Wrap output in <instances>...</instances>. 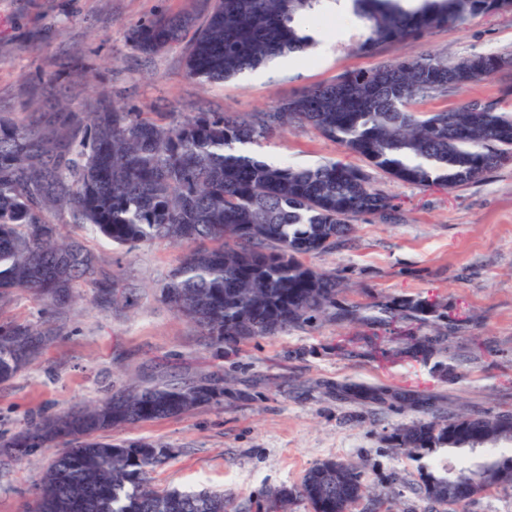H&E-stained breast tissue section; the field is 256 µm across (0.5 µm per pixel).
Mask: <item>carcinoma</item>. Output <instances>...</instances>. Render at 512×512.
<instances>
[{
    "label": "carcinoma",
    "instance_id": "carcinoma-1",
    "mask_svg": "<svg viewBox=\"0 0 512 512\" xmlns=\"http://www.w3.org/2000/svg\"><path fill=\"white\" fill-rule=\"evenodd\" d=\"M325 0H214L187 53V74L201 82L231 79L285 53L316 43L308 21ZM512 0H352L366 26L357 50L405 40L431 28L460 26ZM188 20L159 16L131 29L145 55L180 41ZM502 57L456 61L421 55L347 72L264 112H195L158 122L101 101L92 112H66L49 127L30 113L22 123L0 116V301L15 290L64 305L73 287L95 274L92 257L65 241L62 216L89 224L130 249L169 241L184 247L161 295L217 344L274 335L313 323L336 308V276L299 257L323 252L361 214L388 217L392 206L358 168L329 162L314 169L271 165L242 150L291 124H304L344 144L395 179L453 188L479 179L512 157V114L479 101L423 113L413 105L487 78ZM99 298L117 302V278L97 280ZM47 332L31 323L0 324V383L39 349ZM209 383H158L117 391L82 411L35 422L12 448L62 444L28 512H226L224 494L157 491L151 473L172 450L145 440L112 442L99 433L192 411L219 401ZM390 448L416 461L441 449L483 448L477 464L461 457L456 471L482 490L512 467V412L439 413L394 431ZM341 471L323 460L300 485L272 495V512L293 500L312 512H339L363 486L353 462ZM419 489L448 503V468L419 467Z\"/></svg>",
    "mask_w": 512,
    "mask_h": 512
}]
</instances>
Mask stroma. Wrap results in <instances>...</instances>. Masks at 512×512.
Wrapping results in <instances>:
<instances>
[{"instance_id":"stroma-1","label":"stroma","mask_w":512,"mask_h":512,"mask_svg":"<svg viewBox=\"0 0 512 512\" xmlns=\"http://www.w3.org/2000/svg\"><path fill=\"white\" fill-rule=\"evenodd\" d=\"M213 0H0V113L64 102L92 111L108 98L136 112H261L304 89L431 53L455 61L471 54L512 57V10L478 15L461 26L418 38L356 49L357 16L321 11L313 20L320 47L237 77L203 84L186 74L187 42L156 54L135 52L134 25L157 16L199 26ZM478 100L512 112V66L483 81L417 104L420 112ZM267 163L314 168L339 161L367 171L388 197V217L364 214L334 248L303 256L305 265L335 273L338 302L355 321L322 319L238 342L215 344L160 297L182 255L165 241L132 252L112 247L89 225L65 234L96 260L98 276H117L119 304L98 299L94 283L50 307L14 292L0 303V323L27 322L49 336L31 363L0 383V512H24L54 454L18 456L8 443L35 419L128 386L200 380L224 388L220 401L166 419L109 432L112 440L143 439L173 448L153 486L223 491L228 512H267L275 490L297 486L316 463L359 465L365 494L352 512H443L418 491V463L390 449L398 428L426 419L399 393L429 399L443 412H512V160L475 183L451 189L400 182L369 167L340 143L293 124L253 144ZM410 299L429 306L407 319L386 304ZM434 337L425 356L412 337ZM383 388L381 403H363L348 385Z\"/></svg>"}]
</instances>
